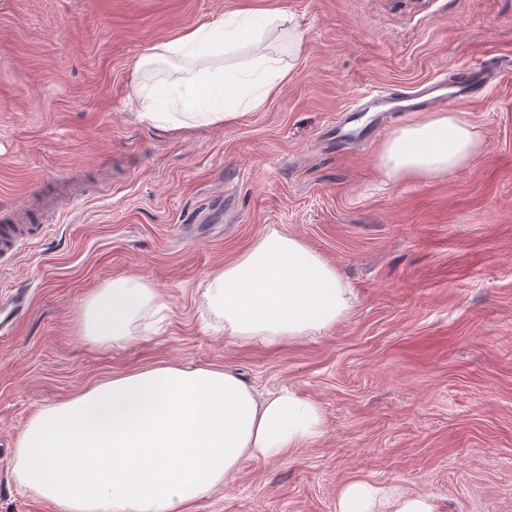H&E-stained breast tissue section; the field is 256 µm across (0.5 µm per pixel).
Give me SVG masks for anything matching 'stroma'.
<instances>
[{
    "label": "stroma",
    "instance_id": "stroma-1",
    "mask_svg": "<svg viewBox=\"0 0 512 512\" xmlns=\"http://www.w3.org/2000/svg\"><path fill=\"white\" fill-rule=\"evenodd\" d=\"M250 7L304 34L292 76L233 122L166 133L140 118L133 64L154 43ZM512 60V0H0V220L48 234L0 269L30 307L0 335V512H55L15 472L39 411L159 363L228 369L314 402L320 439L243 460L188 512H336L351 481L435 512H512V70L457 106L469 166L393 183L376 154L413 89ZM382 89V124L348 109ZM302 240L352 292L347 317L270 344L226 336L209 273L267 228ZM168 309L104 347L78 335L114 277Z\"/></svg>",
    "mask_w": 512,
    "mask_h": 512
}]
</instances>
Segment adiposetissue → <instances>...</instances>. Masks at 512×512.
I'll return each instance as SVG.
<instances>
[{
    "label": "adipose tissue",
    "instance_id": "ef3b65f1",
    "mask_svg": "<svg viewBox=\"0 0 512 512\" xmlns=\"http://www.w3.org/2000/svg\"><path fill=\"white\" fill-rule=\"evenodd\" d=\"M279 10L237 11L143 49L135 72L182 60L178 78L140 88L143 116L166 131L235 120L241 91L278 92L291 66L255 53L240 66L195 68L200 58L260 44L286 21ZM484 145L453 112H431L401 126L377 162L392 182L426 181L471 165ZM204 297L225 335L266 342L314 336L351 304L335 267L295 237L269 229L235 260L214 270ZM167 303L142 278L115 277L87 300L79 328L100 345L119 346L142 312ZM316 405L288 387L260 399L237 374L157 364L113 376L33 416L17 441L23 484L58 512H184L223 486L242 458L284 454L321 437ZM338 512H434L429 499L346 484Z\"/></svg>",
    "mask_w": 512,
    "mask_h": 512
}]
</instances>
